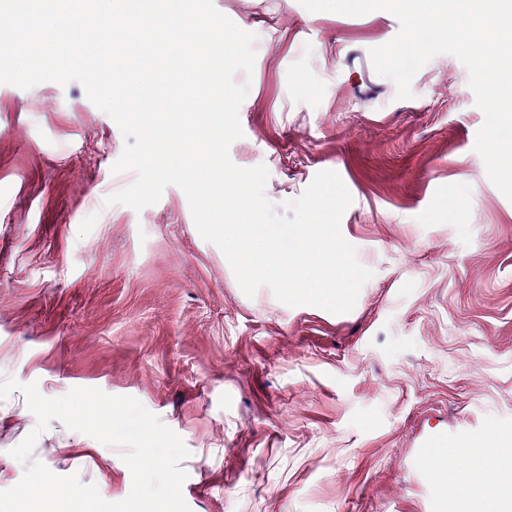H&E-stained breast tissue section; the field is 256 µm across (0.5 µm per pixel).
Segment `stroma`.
Segmentation results:
<instances>
[{
  "mask_svg": "<svg viewBox=\"0 0 512 512\" xmlns=\"http://www.w3.org/2000/svg\"><path fill=\"white\" fill-rule=\"evenodd\" d=\"M213 2L264 45L230 158L265 165L277 205L341 176L340 230L372 272L354 309L246 297L178 187L105 205L136 175L113 173L122 133L79 82L0 84V381L137 398L189 451L190 512H424L419 427L479 444L512 422V201L474 150L468 72L436 56L399 100L350 60L398 33L392 14ZM35 426L22 392L0 401V491ZM125 452L54 420L33 455L118 502Z\"/></svg>",
  "mask_w": 512,
  "mask_h": 512,
  "instance_id": "obj_1",
  "label": "stroma"
}]
</instances>
